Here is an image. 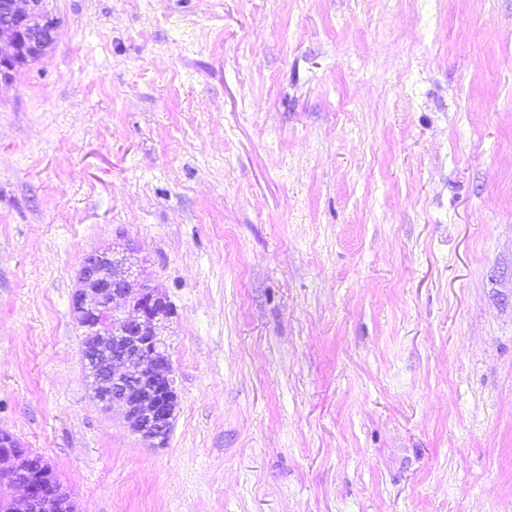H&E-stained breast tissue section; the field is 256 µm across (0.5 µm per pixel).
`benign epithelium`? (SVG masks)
<instances>
[{"instance_id": "obj_1", "label": "benign epithelium", "mask_w": 512, "mask_h": 512, "mask_svg": "<svg viewBox=\"0 0 512 512\" xmlns=\"http://www.w3.org/2000/svg\"><path fill=\"white\" fill-rule=\"evenodd\" d=\"M5 9L16 20L0 25V67L9 68L18 45L17 34L28 28L38 37L24 45L29 52L52 45L59 20L44 0H5ZM73 296L74 319L83 330L88 375L94 395L104 408L123 410L129 429L155 447L169 438L179 406L173 367L165 333L175 309L162 288L144 276L141 261L127 245H109L86 254L81 262ZM0 483L21 487L24 493L12 500L13 512H77L74 501L51 485L38 492L42 474L20 477L23 463L0 438Z\"/></svg>"}]
</instances>
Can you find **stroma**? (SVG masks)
Listing matches in <instances>:
<instances>
[{"label": "stroma", "mask_w": 512, "mask_h": 512, "mask_svg": "<svg viewBox=\"0 0 512 512\" xmlns=\"http://www.w3.org/2000/svg\"><path fill=\"white\" fill-rule=\"evenodd\" d=\"M0 79V430L79 512H512V0H50ZM131 244L165 447L71 312Z\"/></svg>", "instance_id": "obj_1"}]
</instances>
